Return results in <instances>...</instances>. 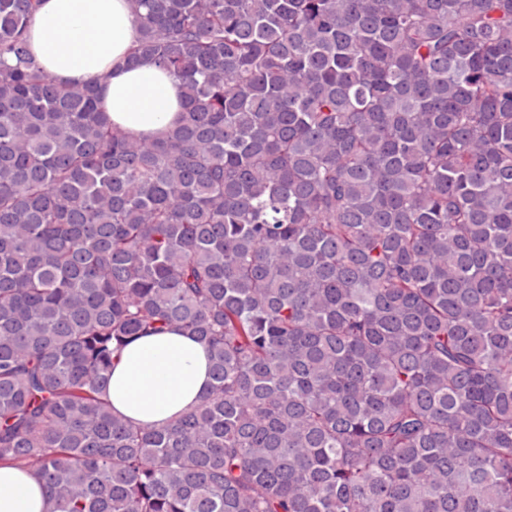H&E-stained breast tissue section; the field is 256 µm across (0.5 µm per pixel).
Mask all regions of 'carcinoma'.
<instances>
[{"label":"carcinoma","mask_w":512,"mask_h":512,"mask_svg":"<svg viewBox=\"0 0 512 512\" xmlns=\"http://www.w3.org/2000/svg\"><path fill=\"white\" fill-rule=\"evenodd\" d=\"M38 2L0 0V466L55 512H512V0H134L154 140L40 70ZM171 327L210 387L128 422ZM211 382L205 344L179 330L137 338L112 370L113 409L136 422H166L199 402Z\"/></svg>","instance_id":"carcinoma-1"}]
</instances>
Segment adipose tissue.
I'll return each instance as SVG.
<instances>
[{
  "label": "adipose tissue",
  "mask_w": 512,
  "mask_h": 512,
  "mask_svg": "<svg viewBox=\"0 0 512 512\" xmlns=\"http://www.w3.org/2000/svg\"><path fill=\"white\" fill-rule=\"evenodd\" d=\"M137 35L129 0H42L29 46L45 75L67 86L98 82L113 126L153 140L178 124L182 90L154 61L128 63ZM210 382L206 345L171 330L126 345L108 396L118 414L160 424L197 404ZM0 512H53V506L34 472L0 467Z\"/></svg>",
  "instance_id": "adipose-tissue-1"
}]
</instances>
